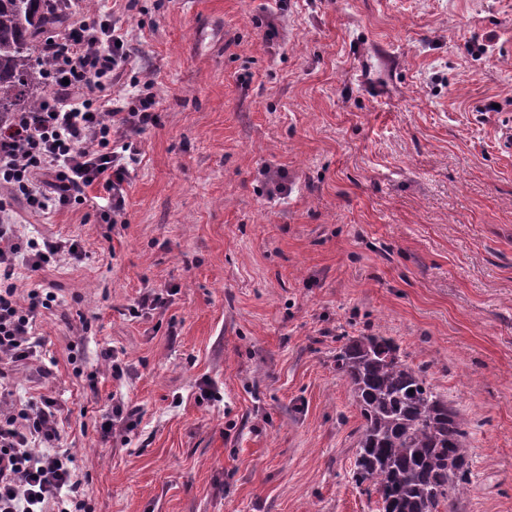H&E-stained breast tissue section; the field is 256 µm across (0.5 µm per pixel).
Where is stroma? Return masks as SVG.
Returning a JSON list of instances; mask_svg holds the SVG:
<instances>
[{
    "label": "stroma",
    "instance_id": "35a3bbf8",
    "mask_svg": "<svg viewBox=\"0 0 512 512\" xmlns=\"http://www.w3.org/2000/svg\"><path fill=\"white\" fill-rule=\"evenodd\" d=\"M156 122L117 223L16 207L86 258L7 386L60 404L91 512H379L334 359L378 334L469 423L452 512H512V0H106ZM282 169L285 191L267 180ZM166 304L137 317L146 290ZM111 349L125 372L98 360ZM214 396H200L202 387ZM136 405L105 438L113 401Z\"/></svg>",
    "mask_w": 512,
    "mask_h": 512
}]
</instances>
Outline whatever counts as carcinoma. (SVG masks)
<instances>
[{
    "instance_id": "carcinoma-1",
    "label": "carcinoma",
    "mask_w": 512,
    "mask_h": 512,
    "mask_svg": "<svg viewBox=\"0 0 512 512\" xmlns=\"http://www.w3.org/2000/svg\"><path fill=\"white\" fill-rule=\"evenodd\" d=\"M60 23L46 0H0V113L30 112L45 97L36 37ZM336 373L364 420L353 477L382 512H441L470 473L468 423L388 336L347 337Z\"/></svg>"
}]
</instances>
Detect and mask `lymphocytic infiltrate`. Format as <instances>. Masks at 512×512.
Returning <instances> with one entry per match:
<instances>
[{"instance_id":"1","label":"lymphocytic infiltrate","mask_w":512,"mask_h":512,"mask_svg":"<svg viewBox=\"0 0 512 512\" xmlns=\"http://www.w3.org/2000/svg\"><path fill=\"white\" fill-rule=\"evenodd\" d=\"M49 4L72 18L64 36L41 46L48 60L41 75L52 93L36 111L9 113L0 124V380L37 356V321L56 300L38 286L19 296L16 269L36 272L63 258L83 259L70 241L20 234L12 202L47 213L87 203L94 187L101 216L110 219L124 205L133 160L124 133L156 120L153 99L128 108L112 104V80L127 55L111 21L84 14L79 0ZM58 412L53 398L19 406L0 392V512H88L73 458L58 447Z\"/></svg>"}]
</instances>
